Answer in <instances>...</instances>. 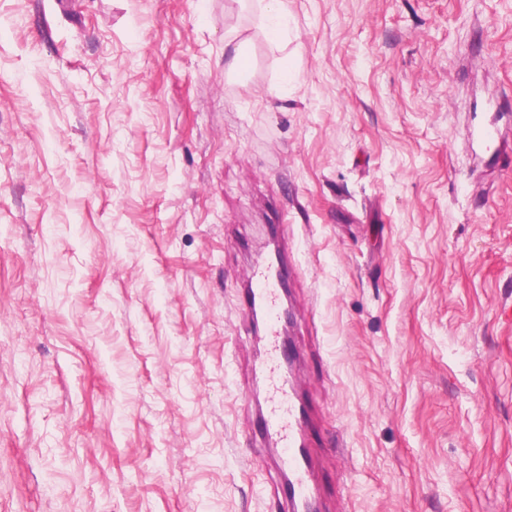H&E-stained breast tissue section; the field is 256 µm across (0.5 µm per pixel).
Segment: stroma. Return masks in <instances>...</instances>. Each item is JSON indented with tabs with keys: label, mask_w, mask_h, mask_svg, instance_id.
<instances>
[{
	"label": "stroma",
	"mask_w": 512,
	"mask_h": 512,
	"mask_svg": "<svg viewBox=\"0 0 512 512\" xmlns=\"http://www.w3.org/2000/svg\"><path fill=\"white\" fill-rule=\"evenodd\" d=\"M287 2L0 0V512H286L268 224L326 512H512V0ZM287 16L288 10L283 0H270L262 6L260 22L273 42L281 40L287 34Z\"/></svg>",
	"instance_id": "stroma-1"
}]
</instances>
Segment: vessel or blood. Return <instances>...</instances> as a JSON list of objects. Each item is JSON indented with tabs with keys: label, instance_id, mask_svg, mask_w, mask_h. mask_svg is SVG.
I'll use <instances>...</instances> for the list:
<instances>
[{
	"label": "vessel or blood",
	"instance_id": "b4317fda",
	"mask_svg": "<svg viewBox=\"0 0 512 512\" xmlns=\"http://www.w3.org/2000/svg\"><path fill=\"white\" fill-rule=\"evenodd\" d=\"M281 287L275 263H261L250 275L242 303L243 311L264 320L266 358L260 371L267 387L261 435L275 443L273 463L287 478L284 492L291 512H320L321 491L311 480L314 461L306 438L307 412L285 366Z\"/></svg>",
	"mask_w": 512,
	"mask_h": 512
}]
</instances>
